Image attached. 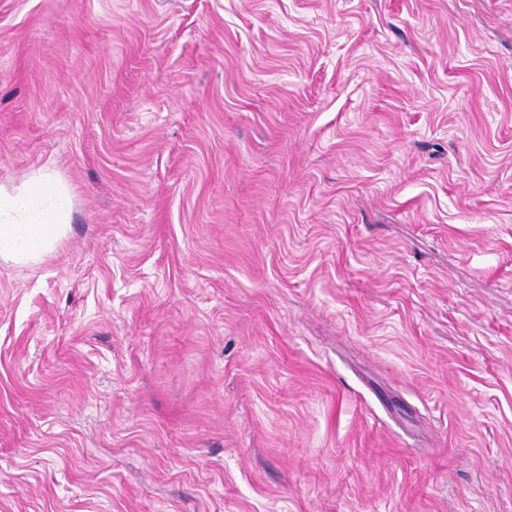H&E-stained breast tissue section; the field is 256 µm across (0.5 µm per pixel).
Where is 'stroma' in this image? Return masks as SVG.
I'll return each instance as SVG.
<instances>
[{
    "label": "stroma",
    "mask_w": 512,
    "mask_h": 512,
    "mask_svg": "<svg viewBox=\"0 0 512 512\" xmlns=\"http://www.w3.org/2000/svg\"><path fill=\"white\" fill-rule=\"evenodd\" d=\"M0 512H512V0H0ZM70 207L69 190L48 172L12 188L0 185V259L39 262L63 237Z\"/></svg>",
    "instance_id": "obj_1"
}]
</instances>
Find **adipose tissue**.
I'll use <instances>...</instances> for the list:
<instances>
[{
	"instance_id": "adipose-tissue-1",
	"label": "adipose tissue",
	"mask_w": 512,
	"mask_h": 512,
	"mask_svg": "<svg viewBox=\"0 0 512 512\" xmlns=\"http://www.w3.org/2000/svg\"><path fill=\"white\" fill-rule=\"evenodd\" d=\"M70 207L69 190L48 172L12 188L0 185V259L39 262L63 237Z\"/></svg>"
}]
</instances>
